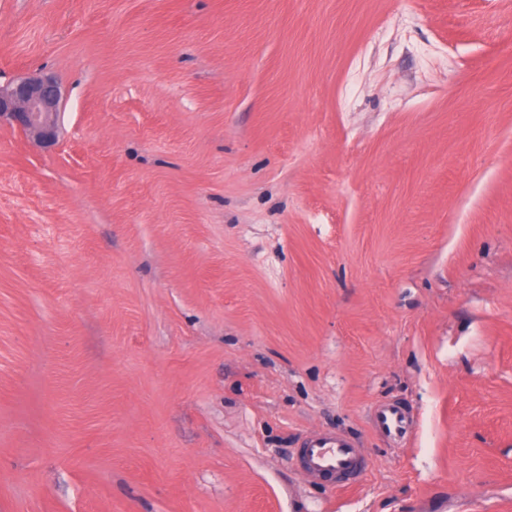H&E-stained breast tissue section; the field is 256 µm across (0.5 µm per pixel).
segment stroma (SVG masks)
<instances>
[{
    "instance_id": "35a3bbf8",
    "label": "stroma",
    "mask_w": 512,
    "mask_h": 512,
    "mask_svg": "<svg viewBox=\"0 0 512 512\" xmlns=\"http://www.w3.org/2000/svg\"><path fill=\"white\" fill-rule=\"evenodd\" d=\"M40 71L0 512H512V0H0V83ZM314 430L358 486L295 467ZM410 418V413L398 404L378 406L371 414L375 429L392 439H402L408 434ZM295 462L307 475L345 490L363 478L367 464L348 438L337 434L309 435L296 449Z\"/></svg>"
}]
</instances>
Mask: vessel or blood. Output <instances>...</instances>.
<instances>
[{
  "mask_svg": "<svg viewBox=\"0 0 512 512\" xmlns=\"http://www.w3.org/2000/svg\"><path fill=\"white\" fill-rule=\"evenodd\" d=\"M371 419L376 430L392 439L404 438L411 429L409 412L397 404L376 407ZM295 462L306 474L340 490L349 488L367 472V464L353 442L337 434L304 437Z\"/></svg>",
  "mask_w": 512,
  "mask_h": 512,
  "instance_id": "b4317fda",
  "label": "vessel or blood"
}]
</instances>
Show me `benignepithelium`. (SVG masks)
Returning a JSON list of instances; mask_svg holds the SVG:
<instances>
[{
    "label": "benign epithelium",
    "mask_w": 512,
    "mask_h": 512,
    "mask_svg": "<svg viewBox=\"0 0 512 512\" xmlns=\"http://www.w3.org/2000/svg\"><path fill=\"white\" fill-rule=\"evenodd\" d=\"M62 87L51 73L20 77L0 85V125L21 129L38 145L58 142L61 130Z\"/></svg>",
    "instance_id": "1"
}]
</instances>
